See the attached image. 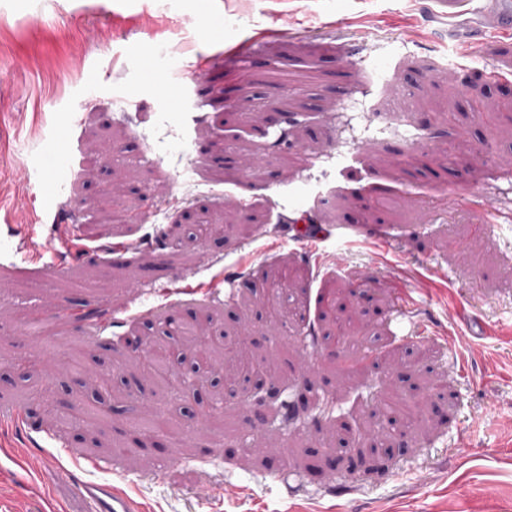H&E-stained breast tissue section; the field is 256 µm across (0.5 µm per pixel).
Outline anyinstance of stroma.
Segmentation results:
<instances>
[{
    "label": "stroma",
    "instance_id": "1",
    "mask_svg": "<svg viewBox=\"0 0 512 512\" xmlns=\"http://www.w3.org/2000/svg\"><path fill=\"white\" fill-rule=\"evenodd\" d=\"M171 56L202 64L176 74L180 108L146 77ZM203 218L223 233L189 238ZM67 222L99 235L61 275L13 253ZM282 263L307 310L275 335L261 287ZM169 316L276 369L236 381L223 428L133 361ZM391 386L423 412L404 453L351 415ZM145 403L178 440L137 445ZM12 407L0 512H91L89 483L140 512H512V37L449 31L444 0H0Z\"/></svg>",
    "mask_w": 512,
    "mask_h": 512
}]
</instances>
